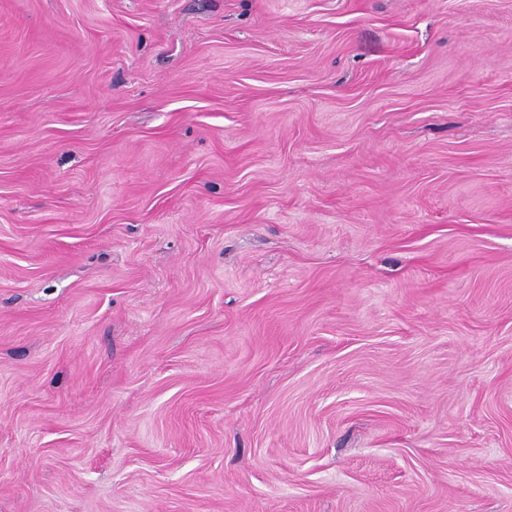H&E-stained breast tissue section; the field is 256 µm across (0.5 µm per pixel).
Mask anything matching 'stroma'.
<instances>
[{
	"mask_svg": "<svg viewBox=\"0 0 512 512\" xmlns=\"http://www.w3.org/2000/svg\"><path fill=\"white\" fill-rule=\"evenodd\" d=\"M0 512H512V0H0Z\"/></svg>",
	"mask_w": 512,
	"mask_h": 512,
	"instance_id": "35a3bbf8",
	"label": "stroma"
}]
</instances>
